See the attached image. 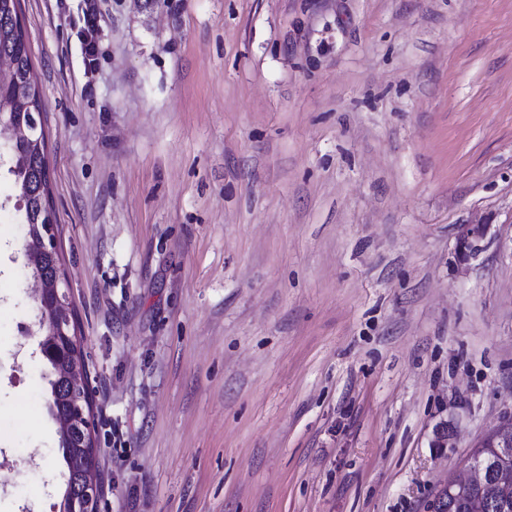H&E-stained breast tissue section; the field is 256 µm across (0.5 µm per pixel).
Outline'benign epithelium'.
<instances>
[{
	"instance_id": "7a95c632",
	"label": "benign epithelium",
	"mask_w": 512,
	"mask_h": 512,
	"mask_svg": "<svg viewBox=\"0 0 512 512\" xmlns=\"http://www.w3.org/2000/svg\"><path fill=\"white\" fill-rule=\"evenodd\" d=\"M42 117L30 115L17 121L0 124V132L9 134L10 147L23 143H39L43 136ZM486 232V225L473 226L469 236L460 246V258L466 259L475 249L476 242ZM48 254L57 256L58 244L56 224L48 219L43 224L27 225L24 242V257L27 267L36 268L32 277L37 284L34 300L38 305V331L41 333L40 344L48 341L61 343L60 351L51 361L52 375L67 384L71 391L80 395V400L67 412L54 414L59 434L68 439L74 430L84 434L81 454L69 457L71 467L82 471L84 492L70 500L69 512H99L103 497V481L99 469L100 438L98 422L95 415L94 401L90 391V375L85 361L79 356L82 340L78 332L77 316L69 302L62 264H57L56 276L47 280L37 272L44 257ZM481 448H503L505 453L498 454L486 463L469 460V475L461 479H450L432 499L428 501L426 512H439L442 502L448 496L465 497L474 489L482 486L490 477L509 498L512 497V428L503 425L485 435Z\"/></svg>"
}]
</instances>
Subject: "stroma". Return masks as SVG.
<instances>
[{"label": "stroma", "mask_w": 512, "mask_h": 512, "mask_svg": "<svg viewBox=\"0 0 512 512\" xmlns=\"http://www.w3.org/2000/svg\"><path fill=\"white\" fill-rule=\"evenodd\" d=\"M84 7L21 21L102 512H424L512 414V0H96L91 73ZM17 196L0 512H54ZM95 0H86V7L83 10V34H84V63L86 70L92 72L95 56L97 54V44L95 41V34L97 29V12L95 9Z\"/></svg>", "instance_id": "35a3bbf8"}]
</instances>
